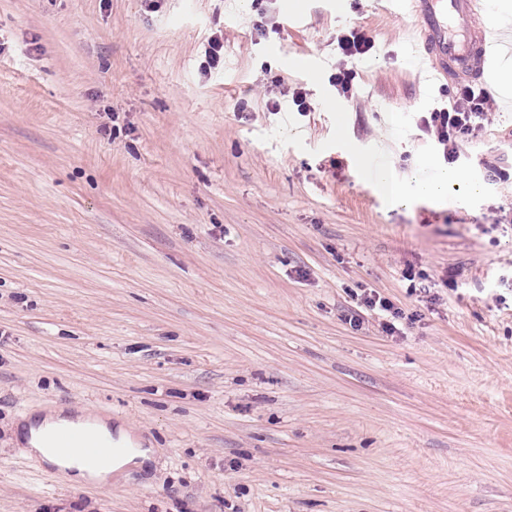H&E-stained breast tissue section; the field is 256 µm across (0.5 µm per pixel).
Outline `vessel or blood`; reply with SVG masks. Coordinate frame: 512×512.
Listing matches in <instances>:
<instances>
[{
    "label": "vessel or blood",
    "mask_w": 512,
    "mask_h": 512,
    "mask_svg": "<svg viewBox=\"0 0 512 512\" xmlns=\"http://www.w3.org/2000/svg\"><path fill=\"white\" fill-rule=\"evenodd\" d=\"M423 35L421 59L427 62L429 80L440 83L477 80L483 72L486 56L497 51L512 55V30L502 25L480 27L471 32L469 22L484 12L485 0H407ZM63 450L91 461H105L118 448L107 440L91 441L83 433L67 434Z\"/></svg>",
    "instance_id": "1"
}]
</instances>
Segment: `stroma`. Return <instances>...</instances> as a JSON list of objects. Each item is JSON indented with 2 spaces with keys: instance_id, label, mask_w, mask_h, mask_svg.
I'll return each mask as SVG.
<instances>
[{
  "instance_id": "35a3bbf8",
  "label": "stroma",
  "mask_w": 512,
  "mask_h": 512,
  "mask_svg": "<svg viewBox=\"0 0 512 512\" xmlns=\"http://www.w3.org/2000/svg\"><path fill=\"white\" fill-rule=\"evenodd\" d=\"M416 34L377 0H0V512H512V57L448 165ZM373 155L457 179L394 208ZM365 289L399 335L346 322ZM58 407L152 461L74 487L14 439ZM373 47L372 37L360 26L350 27L336 36V50L341 58L333 79L334 86L339 95L355 106L357 111L362 109L363 101L359 95L357 73L347 67V62L367 54ZM203 61L200 65L201 74L208 77L212 70H217L224 61V32H214L204 48Z\"/></svg>"
}]
</instances>
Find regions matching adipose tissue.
Listing matches in <instances>:
<instances>
[{
  "mask_svg": "<svg viewBox=\"0 0 512 512\" xmlns=\"http://www.w3.org/2000/svg\"><path fill=\"white\" fill-rule=\"evenodd\" d=\"M364 170L374 178L383 189L386 199L395 207L406 204L415 195L437 199L447 190L448 177L444 174L430 178L418 174L403 177L393 168L369 162L365 163ZM63 430H79L93 439L108 438L115 433L124 438L128 432L125 427H113L111 420L88 414L73 415L62 407L42 415L23 417L17 424L16 436L24 444L26 453L46 467L67 471L74 486L89 483L107 485L113 472L128 466H143L150 459L148 449L136 448L116 458L108 467L94 469L47 446V439Z\"/></svg>",
  "mask_w": 512,
  "mask_h": 512,
  "instance_id": "obj_1",
  "label": "adipose tissue"
}]
</instances>
